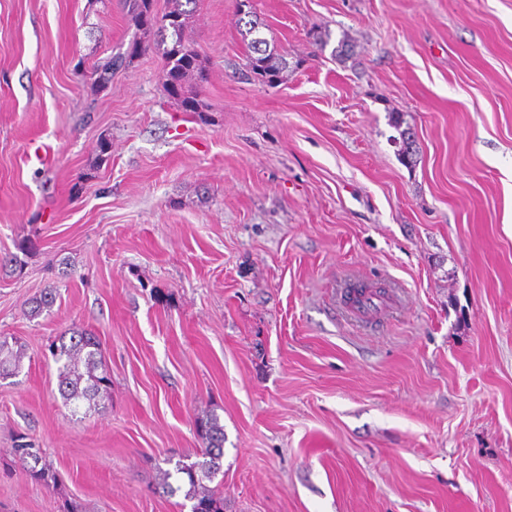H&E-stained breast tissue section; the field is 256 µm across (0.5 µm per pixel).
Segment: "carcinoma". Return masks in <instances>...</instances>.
<instances>
[{"instance_id": "carcinoma-1", "label": "carcinoma", "mask_w": 512, "mask_h": 512, "mask_svg": "<svg viewBox=\"0 0 512 512\" xmlns=\"http://www.w3.org/2000/svg\"><path fill=\"white\" fill-rule=\"evenodd\" d=\"M199 0H173V7L162 17L152 12L151 0H125V6L135 27L128 48L110 57L102 66L93 69L92 84L104 88L112 71L127 68L148 48L155 49L164 58L162 84L167 94L186 112H201L203 106L198 93L189 86V79L203 78L205 66L199 53L184 42V30L193 16ZM239 12L248 17L243 38L249 39L246 67L251 74L269 85L280 82L288 61L271 47L261 33L263 23L251 10H244L245 2L238 3ZM49 350L58 371V391L72 413L80 409L89 412L97 406L100 394L110 389L111 378L102 363L101 344L92 332L74 328L70 336L55 339ZM26 355L23 345L11 336H0V378L19 372ZM198 433L204 448L196 460L178 461L175 471L184 476L182 484L173 486L171 474L159 475L158 488L169 496L181 492L192 501L194 512H224V496L211 487L222 470L224 457V426L216 415L198 423ZM15 459L30 478L48 482L55 480L51 466L46 463L45 450L30 441L18 440L12 448Z\"/></svg>"}]
</instances>
